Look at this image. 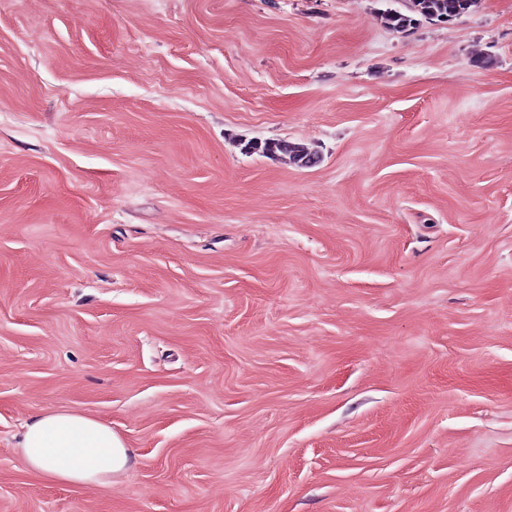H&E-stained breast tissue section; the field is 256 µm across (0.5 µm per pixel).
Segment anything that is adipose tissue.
Here are the masks:
<instances>
[{"mask_svg":"<svg viewBox=\"0 0 512 512\" xmlns=\"http://www.w3.org/2000/svg\"><path fill=\"white\" fill-rule=\"evenodd\" d=\"M19 448L30 472L62 485L106 487L134 462L132 449L110 425L66 409L27 423Z\"/></svg>","mask_w":512,"mask_h":512,"instance_id":"adipose-tissue-1","label":"adipose tissue"}]
</instances>
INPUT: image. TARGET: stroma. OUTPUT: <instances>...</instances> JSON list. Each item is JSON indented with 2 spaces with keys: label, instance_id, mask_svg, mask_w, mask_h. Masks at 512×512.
<instances>
[{
  "label": "stroma",
  "instance_id": "35a3bbf8",
  "mask_svg": "<svg viewBox=\"0 0 512 512\" xmlns=\"http://www.w3.org/2000/svg\"><path fill=\"white\" fill-rule=\"evenodd\" d=\"M390 10L0 0V512H512V0ZM476 0H411L412 12L426 19L452 20L467 12ZM255 152L261 154L281 152L284 155H288L290 161L298 167L313 166L318 160L316 154L309 151L303 145L287 141L264 142ZM17 448L30 472L62 485L110 486L135 457L112 426L66 409L32 419Z\"/></svg>",
  "mask_w": 512,
  "mask_h": 512
}]
</instances>
